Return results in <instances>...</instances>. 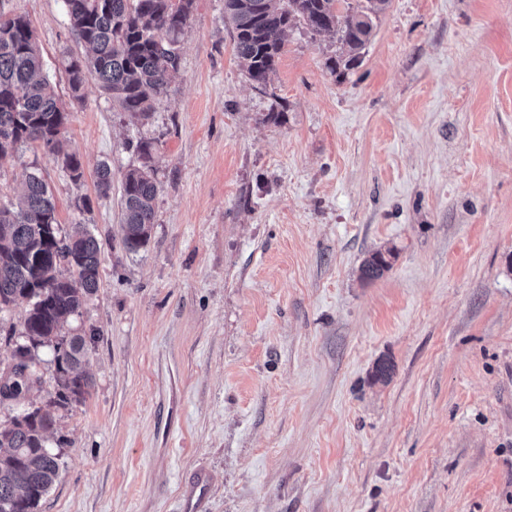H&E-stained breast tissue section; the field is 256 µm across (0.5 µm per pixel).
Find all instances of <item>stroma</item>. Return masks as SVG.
<instances>
[{
    "instance_id": "1",
    "label": "stroma",
    "mask_w": 512,
    "mask_h": 512,
    "mask_svg": "<svg viewBox=\"0 0 512 512\" xmlns=\"http://www.w3.org/2000/svg\"><path fill=\"white\" fill-rule=\"evenodd\" d=\"M10 6L84 179L25 145L0 201L38 167L101 259L64 328L90 339L92 387L52 411L60 476L37 512H512V0H390L336 72V39L295 26L263 88L224 0H195L145 121L92 79L70 100L62 0ZM141 139L160 190L131 254ZM377 250L391 266L363 281ZM136 150L141 164L126 172L121 191L122 244L129 253H137L146 247L151 238L155 220V200L159 191L155 179L152 141L138 142Z\"/></svg>"
}]
</instances>
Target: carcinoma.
<instances>
[{"label": "carcinoma", "instance_id": "cac0c4a2", "mask_svg": "<svg viewBox=\"0 0 512 512\" xmlns=\"http://www.w3.org/2000/svg\"><path fill=\"white\" fill-rule=\"evenodd\" d=\"M195 0H63L75 38L88 49L61 59L72 98H82L88 76L121 111L143 119L153 102L167 93L180 64L179 36ZM389 0H224V21L249 80L265 86L276 71L283 39L300 23L313 35H332L340 43L336 64H355L372 35L374 20ZM70 112L44 73L41 49L29 20L6 9L0 0V159L23 144L38 143L62 164L71 181L84 177L80 156L63 148ZM141 164L122 182V244L129 253L146 247L154 226V146L136 145ZM99 195L112 192V169L97 171ZM73 244L74 262L63 268L56 259L57 240ZM391 251L377 250L360 266V278L376 280L390 268ZM100 246L80 224L62 235L52 191L38 169L27 176L19 203H0V313L19 299L30 301L20 336L11 354L14 369L0 371V403L26 402L25 416L0 426V512H36L59 478L58 455L47 449L56 420L30 400L35 388L25 368L38 360L42 347L53 350L55 397L65 407L89 394L86 337L62 336L61 328L98 291Z\"/></svg>", "mask_w": 512, "mask_h": 512}]
</instances>
